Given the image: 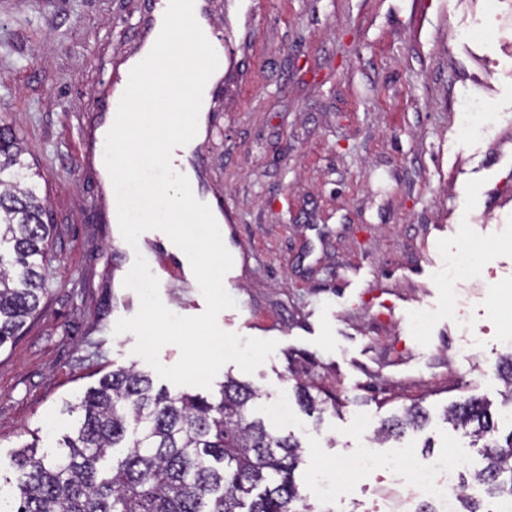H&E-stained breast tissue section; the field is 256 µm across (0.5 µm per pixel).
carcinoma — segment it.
<instances>
[{
	"label": "carcinoma",
	"instance_id": "carcinoma-1",
	"mask_svg": "<svg viewBox=\"0 0 512 512\" xmlns=\"http://www.w3.org/2000/svg\"><path fill=\"white\" fill-rule=\"evenodd\" d=\"M27 148L0 121V347L19 335L46 293L52 225L25 158ZM314 386L299 385L309 412L336 406ZM257 391L229 377L220 398L154 390L149 373L116 369L75 406L72 434L55 453L38 439L17 449L22 477L14 496L0 493V512H316L303 501L294 472L302 446L268 430L250 414ZM426 413L411 406L378 429L387 440L419 426ZM446 420L469 445H481L486 465L475 480L500 508L512 507V430L498 435L490 408L456 405ZM114 448L127 453L103 466Z\"/></svg>",
	"mask_w": 512,
	"mask_h": 512
}]
</instances>
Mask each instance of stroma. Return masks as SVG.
Returning a JSON list of instances; mask_svg holds the SVG:
<instances>
[{
	"label": "stroma",
	"mask_w": 512,
	"mask_h": 512,
	"mask_svg": "<svg viewBox=\"0 0 512 512\" xmlns=\"http://www.w3.org/2000/svg\"><path fill=\"white\" fill-rule=\"evenodd\" d=\"M144 0H0V120L40 171L53 226L47 296L0 347V476L39 434L59 447L67 403L119 368L147 362L116 321L137 313L123 280L143 255L164 304L196 316L205 300L190 266L167 271L163 244L130 247L101 202L81 131L101 82L132 48ZM236 52L215 92L201 185L224 200V278L237 306L218 323L274 339L249 383L268 429L302 444L303 498L330 512H370L393 497L379 477L321 501L317 475L352 457L372 428L417 404L427 422L376 441L380 458L484 460L445 423L469 399L507 412L502 361L512 354V0H213ZM475 31L474 39L463 36ZM477 262L456 276L448 255ZM335 396L312 414L297 381ZM288 406L271 417L273 402Z\"/></svg>",
	"instance_id": "obj_1"
}]
</instances>
